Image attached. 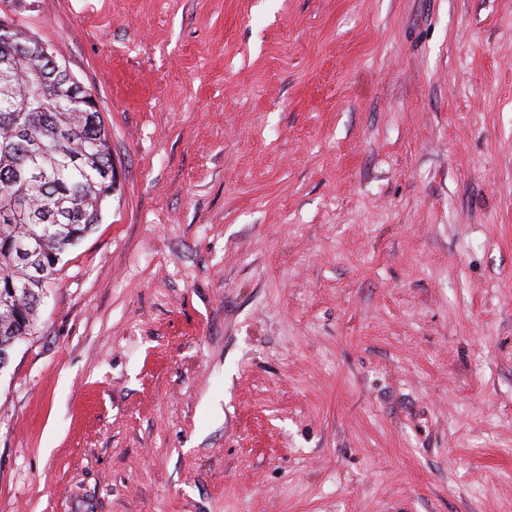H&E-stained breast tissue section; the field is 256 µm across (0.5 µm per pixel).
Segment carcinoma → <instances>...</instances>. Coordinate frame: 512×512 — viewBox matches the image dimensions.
Returning <instances> with one entry per match:
<instances>
[{
  "label": "carcinoma",
  "mask_w": 512,
  "mask_h": 512,
  "mask_svg": "<svg viewBox=\"0 0 512 512\" xmlns=\"http://www.w3.org/2000/svg\"><path fill=\"white\" fill-rule=\"evenodd\" d=\"M42 42L18 26L0 38V355L34 332L62 256L112 196V150L100 113L62 94L66 68L35 80Z\"/></svg>",
  "instance_id": "carcinoma-1"
}]
</instances>
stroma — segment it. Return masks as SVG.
Returning a JSON list of instances; mask_svg holds the SVG:
<instances>
[{"label":"stroma","mask_w":512,"mask_h":512,"mask_svg":"<svg viewBox=\"0 0 512 512\" xmlns=\"http://www.w3.org/2000/svg\"><path fill=\"white\" fill-rule=\"evenodd\" d=\"M115 188L0 369V512H512V0H0Z\"/></svg>","instance_id":"obj_1"}]
</instances>
